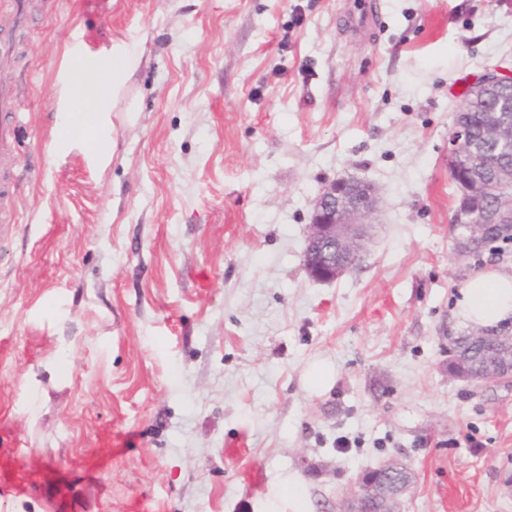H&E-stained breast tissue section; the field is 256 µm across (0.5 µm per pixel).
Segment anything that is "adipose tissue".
<instances>
[{"instance_id": "1", "label": "adipose tissue", "mask_w": 512, "mask_h": 512, "mask_svg": "<svg viewBox=\"0 0 512 512\" xmlns=\"http://www.w3.org/2000/svg\"><path fill=\"white\" fill-rule=\"evenodd\" d=\"M135 65V55L126 45L113 47L110 54L92 65L68 61L60 94L58 148L71 143L69 129L79 113H92L86 138L92 160L106 166L112 151L107 115L120 102V93ZM456 315L466 325L484 329L512 321V269L489 266L476 273L459 291Z\"/></svg>"}]
</instances>
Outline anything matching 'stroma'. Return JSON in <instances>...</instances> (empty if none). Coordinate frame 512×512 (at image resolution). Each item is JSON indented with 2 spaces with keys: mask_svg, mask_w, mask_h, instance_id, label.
Wrapping results in <instances>:
<instances>
[{
  "mask_svg": "<svg viewBox=\"0 0 512 512\" xmlns=\"http://www.w3.org/2000/svg\"><path fill=\"white\" fill-rule=\"evenodd\" d=\"M0 229V512H340L389 459L401 512H512V383L448 371L466 279L448 135L512 67V0H27ZM139 52L102 170L56 146L69 57ZM379 208L302 256L324 186ZM316 361L332 386L304 382ZM512 84V69L496 66L486 69V71L478 76L471 84L470 90L472 96H484L485 94L496 91L504 84ZM378 203L377 190L353 195L347 178L336 179L323 188L308 224L304 254V265L312 278L334 281L357 266L365 229L373 223Z\"/></svg>",
  "mask_w": 512,
  "mask_h": 512,
  "instance_id": "35a3bbf8",
  "label": "stroma"
}]
</instances>
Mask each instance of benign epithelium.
Returning a JSON list of instances; mask_svg holds the SVG:
<instances>
[{
  "instance_id": "benign-epithelium-1",
  "label": "benign epithelium",
  "mask_w": 512,
  "mask_h": 512,
  "mask_svg": "<svg viewBox=\"0 0 512 512\" xmlns=\"http://www.w3.org/2000/svg\"><path fill=\"white\" fill-rule=\"evenodd\" d=\"M512 84V69L496 66L486 70L471 84L475 97ZM485 142L512 145V122L499 113H489L481 129ZM466 113H456L448 137V173L460 192L453 223L471 230L456 240L458 255L472 252L478 241L501 230L512 231V163L496 154L474 150ZM379 196L371 188L356 196L349 180L336 179L322 190L308 224L304 265L309 275L320 281H334L354 269L362 257L366 227L378 210ZM512 378V336L497 335L495 363L489 381ZM409 489L405 482L394 487L379 476L366 477L346 500L348 512H362L368 501L381 503L380 512H400V498Z\"/></svg>"
}]
</instances>
